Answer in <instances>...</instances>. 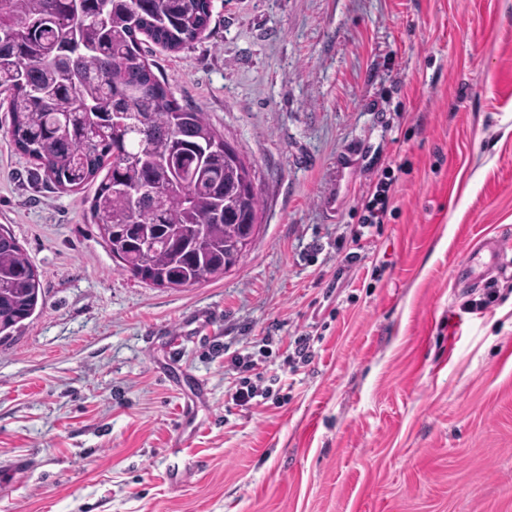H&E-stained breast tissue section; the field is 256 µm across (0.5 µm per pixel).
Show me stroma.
Masks as SVG:
<instances>
[{
  "label": "stroma",
  "mask_w": 512,
  "mask_h": 512,
  "mask_svg": "<svg viewBox=\"0 0 512 512\" xmlns=\"http://www.w3.org/2000/svg\"><path fill=\"white\" fill-rule=\"evenodd\" d=\"M142 47L252 164L263 229L224 278L143 282L96 183L47 180L0 107V229L42 291L0 343V463L33 460L0 474V512H512V279L453 276L512 238V0H213L189 46ZM239 353L261 405L229 398ZM395 180L389 170L383 171L369 192L360 200L362 227L383 224L394 194Z\"/></svg>",
  "instance_id": "stroma-1"
}]
</instances>
